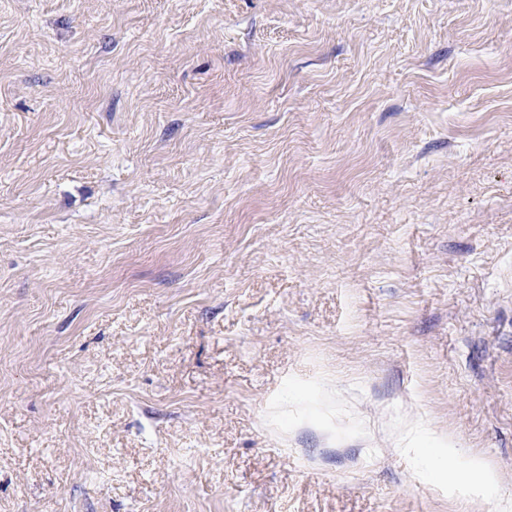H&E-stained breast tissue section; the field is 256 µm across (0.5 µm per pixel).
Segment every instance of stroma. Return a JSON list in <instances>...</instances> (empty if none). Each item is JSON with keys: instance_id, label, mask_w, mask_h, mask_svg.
Returning a JSON list of instances; mask_svg holds the SVG:
<instances>
[{"instance_id": "stroma-1", "label": "stroma", "mask_w": 512, "mask_h": 512, "mask_svg": "<svg viewBox=\"0 0 512 512\" xmlns=\"http://www.w3.org/2000/svg\"><path fill=\"white\" fill-rule=\"evenodd\" d=\"M503 493L512 0H0V512Z\"/></svg>"}]
</instances>
